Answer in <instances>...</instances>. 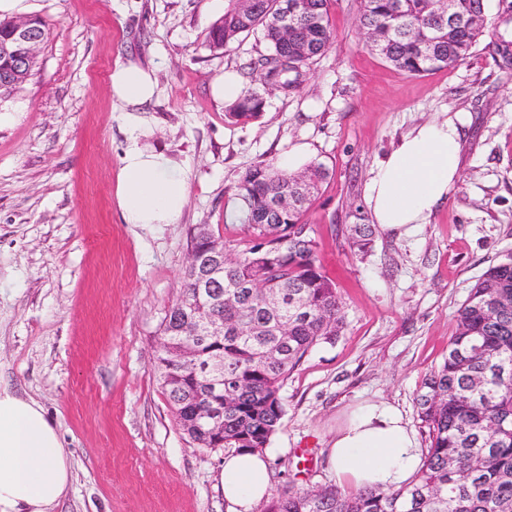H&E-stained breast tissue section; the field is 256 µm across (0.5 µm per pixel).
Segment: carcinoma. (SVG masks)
I'll return each instance as SVG.
<instances>
[{"mask_svg": "<svg viewBox=\"0 0 512 512\" xmlns=\"http://www.w3.org/2000/svg\"><path fill=\"white\" fill-rule=\"evenodd\" d=\"M486 0H453L465 20L453 31L440 24L432 0H359V23L366 47L413 76L465 60L481 45L503 70H512V22L490 20ZM294 22L283 35L276 13L283 5ZM489 41H483L487 29ZM257 34L267 51L250 63L265 88L285 93L300 88L310 65L334 42L329 0H254L239 14L227 2L224 15L208 32V46L226 50L240 37ZM315 44L307 55L299 48ZM265 107L253 92L227 109L235 120H253ZM329 174L323 163L288 173L271 163L247 169L235 187L245 236L224 248L236 261L210 283L211 294L197 295V278L185 269L182 291L168 309L161 336L171 343L195 332L201 319L224 320V335L199 336V351L224 356V442L205 433L190 434L203 448L262 451L278 432L285 414L280 395L288 375L314 346L335 340L343 327L334 281L318 259L310 225L303 218L314 192ZM311 192L296 194L301 179ZM281 195L296 196L286 211L274 208ZM351 246L371 248L370 224L345 225ZM265 256V292L251 288L256 259ZM224 298V305L217 303ZM457 330L448 355L416 398L428 448L410 482L397 490L344 494L333 486L277 493L267 512H512V383L500 373L512 368V255L489 267L457 310ZM288 322V340L278 325ZM175 414L178 398L203 381L194 368L164 347L157 357Z\"/></svg>", "mask_w": 512, "mask_h": 512, "instance_id": "obj_1", "label": "carcinoma"}]
</instances>
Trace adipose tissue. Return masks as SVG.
<instances>
[{
  "label": "adipose tissue",
  "instance_id": "adipose-tissue-1",
  "mask_svg": "<svg viewBox=\"0 0 512 512\" xmlns=\"http://www.w3.org/2000/svg\"><path fill=\"white\" fill-rule=\"evenodd\" d=\"M112 97L143 111L155 94L153 69L129 60L110 75ZM461 130L454 119L415 128L383 159L366 188L372 220L407 236L447 201L460 169ZM189 174L166 152L131 138L121 157L116 197L124 223L175 224L188 202ZM339 489L396 490L421 462L412 429L382 401L350 410L326 449ZM71 464L40 404L0 385V512H52L71 484ZM228 512H253L271 493L268 455L241 450L224 458Z\"/></svg>",
  "mask_w": 512,
  "mask_h": 512
}]
</instances>
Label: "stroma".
<instances>
[{
    "instance_id": "obj_1",
    "label": "stroma",
    "mask_w": 512,
    "mask_h": 512,
    "mask_svg": "<svg viewBox=\"0 0 512 512\" xmlns=\"http://www.w3.org/2000/svg\"><path fill=\"white\" fill-rule=\"evenodd\" d=\"M49 27L38 65L0 122V380L37 401L56 427L72 482L55 512H228L225 449L179 426L157 368L160 328L180 294L188 232L244 228L234 187L250 166L310 144L330 176L305 215L336 283L344 325L281 389L285 415L266 452L272 488L334 484L325 448L349 407L385 401L427 447L415 397L448 354L456 312L512 254V72L475 49L414 77L365 46L356 0H331V49L299 91L272 92L248 123L225 117L213 79L264 46L207 45L213 0H31ZM135 60L156 71L141 142L190 171L176 224L123 223L120 155L133 130L109 75ZM460 115V175L414 235L375 231L367 254L343 232L365 208L377 163L415 127ZM312 458L298 463L297 449Z\"/></svg>"
}]
</instances>
